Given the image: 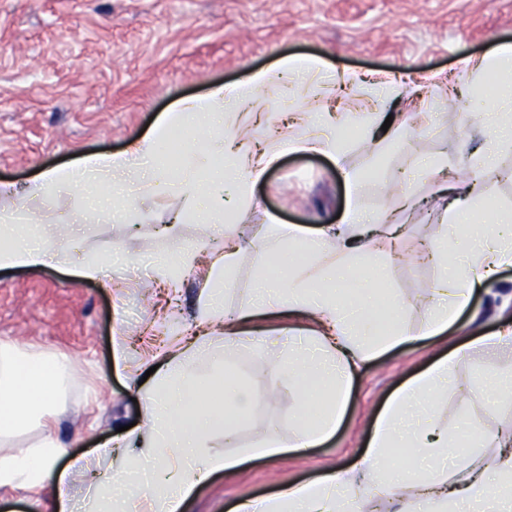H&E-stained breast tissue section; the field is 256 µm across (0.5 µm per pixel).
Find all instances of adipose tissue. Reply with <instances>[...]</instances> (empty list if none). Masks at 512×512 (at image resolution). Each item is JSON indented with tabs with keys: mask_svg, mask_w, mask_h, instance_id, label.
Returning a JSON list of instances; mask_svg holds the SVG:
<instances>
[{
	"mask_svg": "<svg viewBox=\"0 0 512 512\" xmlns=\"http://www.w3.org/2000/svg\"><path fill=\"white\" fill-rule=\"evenodd\" d=\"M462 66L480 75L493 71L503 76L485 114L480 151L488 159L512 147V81L507 78L512 72V42L500 43L480 60H463ZM313 69L321 72L322 82L305 91L311 138L302 141L285 133L280 143L261 150L232 149L235 133L222 131L227 114L270 111L268 91L278 75ZM339 78L322 61L285 58L275 69L252 72L242 83L219 85L206 96L177 101L127 152L87 156L74 166L45 170L21 190L0 182V198L12 202L9 211L0 213V269L68 265L57 238L40 231L41 225L57 222L54 197L63 185L77 189L95 207L100 223H111L118 214L135 224L145 220L146 213L126 193V182L134 176L148 196L176 193L184 202L180 219L215 225L226 239L223 251L208 264L196 336L168 352L139 387L144 430L132 449L106 441L62 469L57 461L66 449L49 434L32 447L0 453V487L30 491L32 512H184L186 500L213 473L232 472L239 457L211 454L210 439L216 423L234 431L249 398L232 386L201 382L194 373L198 359L209 355L216 331L224 333L225 350L256 351L277 343L276 338L249 329L256 318L286 311L319 323V335L289 340L273 374L274 390L287 388L299 394L301 416L294 432L286 440L263 432L252 448L253 454L266 456L300 451L336 430L353 378L364 363L408 342L413 334H442L469 306L476 285L512 267V221L503 219L473 231L470 215L477 185H452L458 201L446 215L452 238L434 243L432 249L444 256L453 242L465 251L466 260L424 289V322L420 331H412L404 319L405 300L396 295L381 300L371 282L376 264L389 260L399 230L361 208L358 198L366 176L347 169L343 177L349 203L340 224L315 234L275 221L261 228L257 240L265 256L284 260L293 255L298 262L283 276L260 268L248 298L234 314L226 313L224 294L233 283L242 248L224 225V194L233 191L240 202L252 199L254 185L287 148L318 151L341 163L345 142L332 113L321 105L325 91ZM193 116L206 129L204 141L189 149L188 165L171 175L156 161L159 146L170 129ZM331 241L336 251L330 255L326 246ZM506 353H512V324L459 345L389 398L367 448L352 466L331 470L307 485L284 488L273 497L245 500L235 512H359L365 490L387 498L393 512H457L464 503L512 512V420L502 422L495 436L482 432L476 438L480 447L487 439L495 440L499 452L490 466L463 462L449 475L429 470L413 478L399 463L385 460L392 450L426 463L447 456L452 440L435 413L440 395L454 385L460 358L476 354L496 359ZM71 381L66 358L1 345L0 435L55 413ZM471 391L482 398L487 412H496L501 397L512 396V372L485 370L472 379ZM94 462L106 469L89 479L85 504L76 508L70 496L73 476Z\"/></svg>",
	"mask_w": 512,
	"mask_h": 512,
	"instance_id": "ef3b65f1",
	"label": "adipose tissue"
}]
</instances>
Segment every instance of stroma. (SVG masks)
<instances>
[{
  "instance_id": "obj_1",
  "label": "stroma",
  "mask_w": 512,
  "mask_h": 512,
  "mask_svg": "<svg viewBox=\"0 0 512 512\" xmlns=\"http://www.w3.org/2000/svg\"><path fill=\"white\" fill-rule=\"evenodd\" d=\"M505 41H512V0H0V181L20 188L41 170L76 164L87 154L125 151L177 99L240 82L281 58L322 60L364 82L337 89L332 98L348 143L344 164L367 176L362 207L403 227L400 255L387 263L383 279L407 300L405 321L416 329L424 314L418 296L441 273L422 251L444 237L449 197L435 179L408 185L415 160L439 154L448 159V180L476 178L490 202L481 219H491L498 208L512 211V149L499 153L490 168L477 162L473 151L485 138L488 102L461 65ZM385 84L399 86L401 96L381 101L374 90ZM275 94V110L261 125L251 126L246 114L236 123L250 125L253 137H273L285 114L301 109L288 79L279 80ZM365 112L392 113L413 132L403 144L371 152L363 128H346L348 114ZM405 188L414 202L395 208ZM59 196L61 220L77 228L61 241L72 261L91 252L107 258L117 247L127 260L109 268L108 288L54 266L0 270V344L66 355L75 370L51 424L34 423L0 439L4 453L30 447L49 429L69 456H79L135 421L139 376L162 346L179 345L194 324L207 271L202 259L177 283L162 285L142 266L149 252L170 248L161 220L181 207L178 197L146 199L150 216L143 223L102 224L79 207L78 194L64 189ZM253 197L224 218L243 247L234 286L224 296L230 311L248 296L265 260L255 244L261 226L275 219L313 232L339 224L348 204L335 164L302 150L284 152ZM509 322L512 268L476 288L468 308L440 336L362 365L340 425L321 444L245 460L231 475L213 474L188 498L185 512H233L242 500L350 466L397 390L470 337ZM487 366L477 355L459 361L455 386L439 405L438 420L450 433L466 425L493 432L512 419V399L491 415L468 391L470 378ZM274 368L272 354L257 352H220L197 362L203 382H235L251 399L234 441L215 430L212 453H239L260 431L283 437L294 431L296 393L268 395Z\"/></svg>"
}]
</instances>
